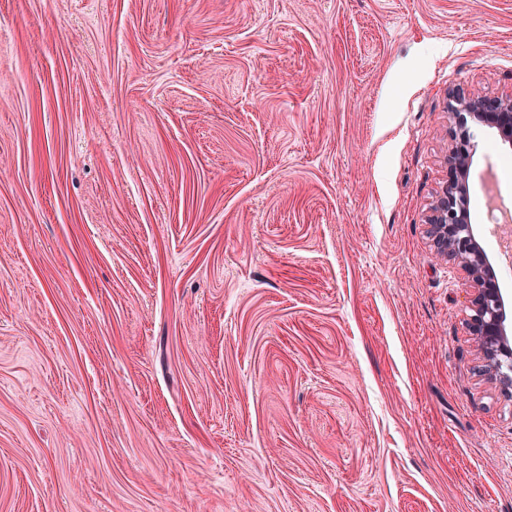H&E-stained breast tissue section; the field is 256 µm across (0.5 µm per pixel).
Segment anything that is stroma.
Masks as SVG:
<instances>
[{"label":"stroma","mask_w":512,"mask_h":512,"mask_svg":"<svg viewBox=\"0 0 512 512\" xmlns=\"http://www.w3.org/2000/svg\"><path fill=\"white\" fill-rule=\"evenodd\" d=\"M458 87L512 0H0V512H512ZM461 112H466L476 125L496 128L503 140L512 145V92L497 96L459 90L449 93L448 179L430 207L426 230L436 254L452 261L465 275L471 291L468 327L483 362L482 371L511 393L512 345L506 303L469 218L468 175L477 144L459 116Z\"/></svg>","instance_id":"35a3bbf8"}]
</instances>
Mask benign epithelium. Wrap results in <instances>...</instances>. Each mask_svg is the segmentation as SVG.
Returning <instances> with one entry per match:
<instances>
[{"instance_id":"7a95c632","label":"benign epithelium","mask_w":512,"mask_h":512,"mask_svg":"<svg viewBox=\"0 0 512 512\" xmlns=\"http://www.w3.org/2000/svg\"><path fill=\"white\" fill-rule=\"evenodd\" d=\"M463 112L474 124L497 129L503 140L512 145V92L497 96L459 90L449 93L448 179L430 207L427 234L436 254L463 271L471 291L472 314L468 327L482 359L483 372L509 393L512 391V341L507 331L506 303L469 218L468 175L477 144L461 119Z\"/></svg>"}]
</instances>
